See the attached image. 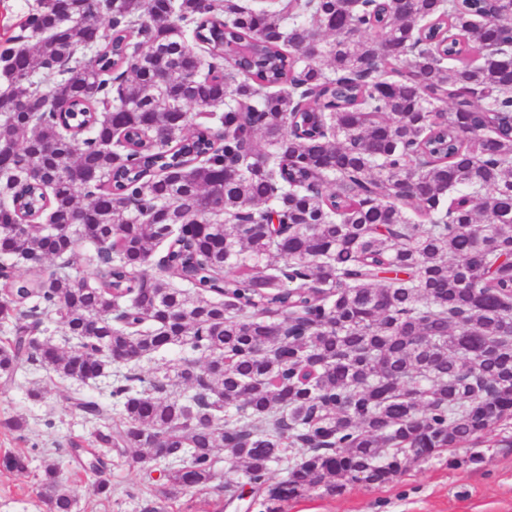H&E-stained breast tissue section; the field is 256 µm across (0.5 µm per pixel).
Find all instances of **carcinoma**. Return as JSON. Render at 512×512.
Instances as JSON below:
<instances>
[{
    "mask_svg": "<svg viewBox=\"0 0 512 512\" xmlns=\"http://www.w3.org/2000/svg\"><path fill=\"white\" fill-rule=\"evenodd\" d=\"M510 14L37 0L0 54V380L35 360L85 385L126 369L121 424L74 397L93 443L141 468L165 449L177 490L210 488L223 448L263 512L329 478L389 483L495 430L512 448ZM93 17L110 35L82 62ZM174 347L180 364L139 372ZM41 486L75 512L55 461Z\"/></svg>",
    "mask_w": 512,
    "mask_h": 512,
    "instance_id": "obj_1",
    "label": "carcinoma"
}]
</instances>
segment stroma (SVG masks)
I'll list each match as a JSON object with an SVG mask.
<instances>
[{"label": "stroma", "mask_w": 512, "mask_h": 512, "mask_svg": "<svg viewBox=\"0 0 512 512\" xmlns=\"http://www.w3.org/2000/svg\"><path fill=\"white\" fill-rule=\"evenodd\" d=\"M75 383L53 380L49 370L26 364L9 384L0 383V422L20 416L23 429L0 425V455L27 453L31 466L17 475L0 469V512H49L40 486V465L51 455L60 480L69 485L79 512H216L243 482L224 449H217L218 490L173 492L158 472L130 466L113 457L105 476L112 493H96L97 478L79 461L91 450L92 423L71 404ZM482 462H472L474 454ZM286 512H512V448L459 447L414 464L398 480L384 485L350 484L331 492L319 486L289 501Z\"/></svg>", "instance_id": "1"}]
</instances>
